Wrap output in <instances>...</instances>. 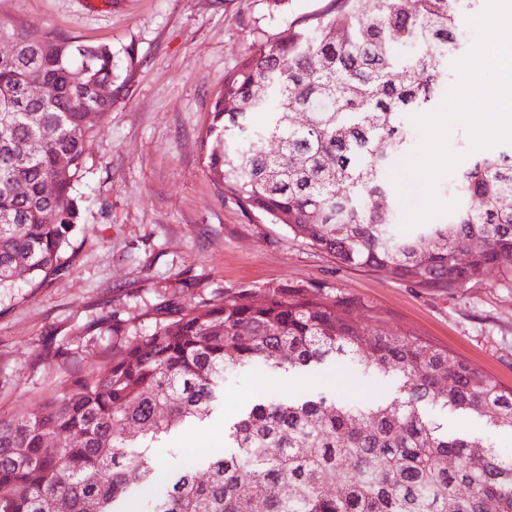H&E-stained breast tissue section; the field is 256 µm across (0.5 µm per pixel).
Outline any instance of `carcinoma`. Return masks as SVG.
Wrapping results in <instances>:
<instances>
[{"label": "carcinoma", "mask_w": 512, "mask_h": 512, "mask_svg": "<svg viewBox=\"0 0 512 512\" xmlns=\"http://www.w3.org/2000/svg\"><path fill=\"white\" fill-rule=\"evenodd\" d=\"M480 0H330L253 45L224 79L206 133L224 193L346 267L420 288L458 287L491 267L512 280V150L475 152L441 224L399 231L385 170L448 85V57ZM0 289L58 275L76 211L73 183L112 105L108 45L0 23ZM30 83L44 88L27 97ZM231 102L234 108L226 110ZM265 122L255 125L251 114ZM277 143L278 150L268 148ZM67 164L59 165L60 158ZM466 250L465 265L455 261ZM358 304L304 285L225 291L112 347L29 411L0 416V512H512V455L450 430L440 406L512 434V389L413 334L361 322ZM393 375L371 405L315 391L258 397L224 426V448L162 470L153 448L224 400V375L262 364L306 380L328 360ZM56 451L47 452L50 443ZM453 467H448V460ZM341 491L333 493V483Z\"/></svg>", "instance_id": "1"}]
</instances>
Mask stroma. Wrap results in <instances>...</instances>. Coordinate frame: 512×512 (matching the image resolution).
<instances>
[{"label":"stroma","mask_w":512,"mask_h":512,"mask_svg":"<svg viewBox=\"0 0 512 512\" xmlns=\"http://www.w3.org/2000/svg\"><path fill=\"white\" fill-rule=\"evenodd\" d=\"M329 0H0L20 21L111 47L121 86L101 112L75 182L77 232L62 275L0 290V416L53 396L66 371L151 332L164 306L230 290L316 285L468 360L512 387V282L496 269L459 288H419L345 267L286 226L226 195L203 143L213 107L253 44L323 11ZM125 331L112 337L110 327ZM313 386L351 402L393 397L395 377L336 363ZM297 377L257 365L229 374L224 411L172 435L161 467L222 447L224 425L257 394L297 391Z\"/></svg>","instance_id":"stroma-1"}]
</instances>
